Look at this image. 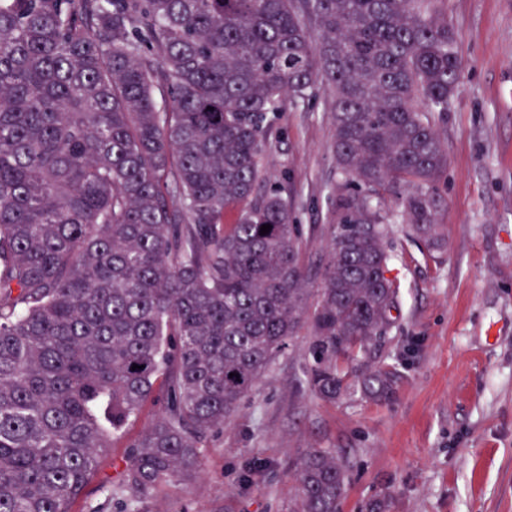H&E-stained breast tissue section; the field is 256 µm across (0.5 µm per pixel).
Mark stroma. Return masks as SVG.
<instances>
[{
	"label": "stroma",
	"instance_id": "stroma-1",
	"mask_svg": "<svg viewBox=\"0 0 512 512\" xmlns=\"http://www.w3.org/2000/svg\"><path fill=\"white\" fill-rule=\"evenodd\" d=\"M463 80L437 129L447 146L443 252L390 224L395 325L359 369L397 363L389 400L319 399L305 370L310 324L254 394L210 438L200 478L170 482L148 512H289L295 463L336 449L346 469L339 512H512V0H442ZM264 165L287 181L317 286L338 176L324 100L284 112ZM148 402L100 464L86 501L121 481L126 446L158 411Z\"/></svg>",
	"mask_w": 512,
	"mask_h": 512
}]
</instances>
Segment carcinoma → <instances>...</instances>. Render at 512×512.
Returning a JSON list of instances; mask_svg holds the SVG:
<instances>
[{
  "label": "carcinoma",
  "instance_id": "obj_1",
  "mask_svg": "<svg viewBox=\"0 0 512 512\" xmlns=\"http://www.w3.org/2000/svg\"><path fill=\"white\" fill-rule=\"evenodd\" d=\"M437 2L0 0V512H72L153 396L106 502L143 512L197 479L305 319L321 399L393 393L395 367L339 361L394 323L388 200L444 246L436 125L462 64ZM324 92L339 181L310 288L262 161L286 108ZM296 483L292 512H336V450L307 449Z\"/></svg>",
  "mask_w": 512,
  "mask_h": 512
}]
</instances>
